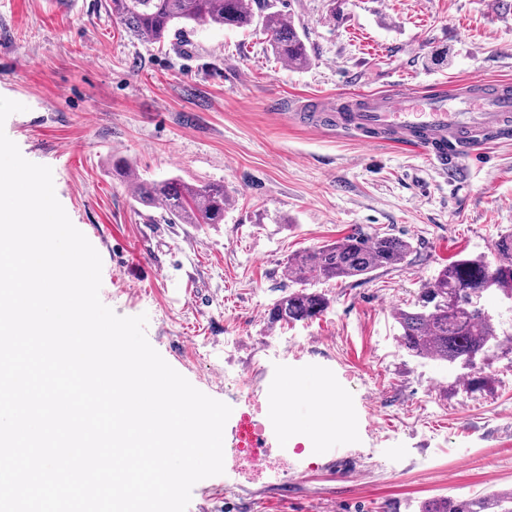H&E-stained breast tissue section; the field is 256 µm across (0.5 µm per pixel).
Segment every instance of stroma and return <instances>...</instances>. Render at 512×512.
I'll use <instances>...</instances> for the list:
<instances>
[{"label":"stroma","instance_id":"35a3bbf8","mask_svg":"<svg viewBox=\"0 0 512 512\" xmlns=\"http://www.w3.org/2000/svg\"><path fill=\"white\" fill-rule=\"evenodd\" d=\"M107 0H0V96L24 104L4 125L49 166L55 194L102 258L101 301L147 314L151 346L194 387L239 412L227 380L259 393L296 379L278 481H199L187 512H420L431 497L512 488V363L408 353L394 319L460 256L495 262L512 231V139H489L460 192L407 140L376 146L316 120L324 105L407 86L434 94L470 77L512 82V0H249L284 14L309 64L278 60L258 25L200 27L146 43ZM221 182L220 224H172L112 176ZM411 244L366 279L317 285L315 318L269 327L288 291L287 257L354 232ZM481 384H474V377ZM350 424L311 434L328 387Z\"/></svg>","mask_w":512,"mask_h":512}]
</instances>
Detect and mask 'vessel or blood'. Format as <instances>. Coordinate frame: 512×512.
I'll return each instance as SVG.
<instances>
[{"label":"vessel or blood","instance_id":"vessel-or-blood-1","mask_svg":"<svg viewBox=\"0 0 512 512\" xmlns=\"http://www.w3.org/2000/svg\"><path fill=\"white\" fill-rule=\"evenodd\" d=\"M323 116L360 131L370 145L382 142L387 132L407 135L424 145L436 172L452 175L462 157L482 154L489 134L512 137V91L485 79L461 82L448 97H422L400 87L388 95L327 105Z\"/></svg>","mask_w":512,"mask_h":512}]
</instances>
